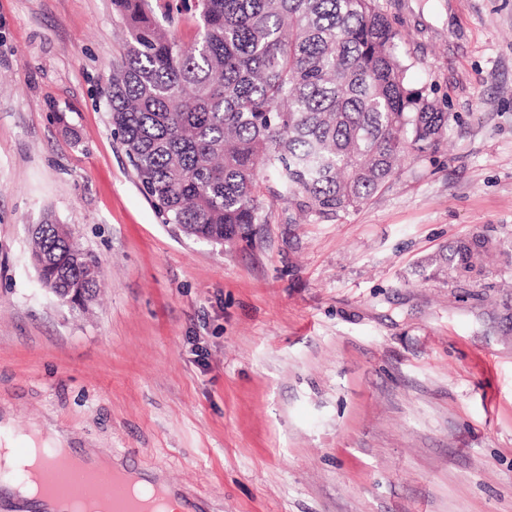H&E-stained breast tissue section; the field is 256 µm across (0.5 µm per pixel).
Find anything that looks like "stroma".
<instances>
[{
	"instance_id": "1",
	"label": "stroma",
	"mask_w": 512,
	"mask_h": 512,
	"mask_svg": "<svg viewBox=\"0 0 512 512\" xmlns=\"http://www.w3.org/2000/svg\"><path fill=\"white\" fill-rule=\"evenodd\" d=\"M454 122L334 221L216 244L112 134V0H0V423L155 473L199 512H512V0H380ZM100 266L41 284L31 225ZM484 273H425L458 240Z\"/></svg>"
}]
</instances>
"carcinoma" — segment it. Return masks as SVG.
Here are the masks:
<instances>
[{
  "mask_svg": "<svg viewBox=\"0 0 512 512\" xmlns=\"http://www.w3.org/2000/svg\"><path fill=\"white\" fill-rule=\"evenodd\" d=\"M114 2L129 41L108 90L113 133L164 223L194 237L270 223L266 193L310 223L337 219L447 133L450 113L409 85L380 0H193L190 46L167 30L185 0ZM32 242L45 287L96 292V260L56 222ZM488 246L441 251L434 274H481Z\"/></svg>",
  "mask_w": 512,
  "mask_h": 512,
  "instance_id": "obj_1",
  "label": "carcinoma"
}]
</instances>
